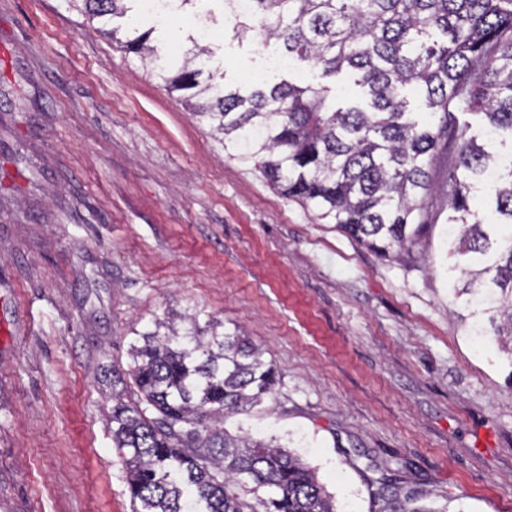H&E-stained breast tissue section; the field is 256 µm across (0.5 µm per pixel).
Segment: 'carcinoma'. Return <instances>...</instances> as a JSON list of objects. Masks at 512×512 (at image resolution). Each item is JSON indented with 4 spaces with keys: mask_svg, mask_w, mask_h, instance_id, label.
<instances>
[{
    "mask_svg": "<svg viewBox=\"0 0 512 512\" xmlns=\"http://www.w3.org/2000/svg\"><path fill=\"white\" fill-rule=\"evenodd\" d=\"M126 2L83 0V10L109 22L126 14ZM253 2L251 15L234 20L236 39L259 34L326 75L350 72L365 101L338 103L323 88L286 82L242 94L214 81L205 47L177 59L150 44V29L132 25L123 40L116 28L107 34L147 61L167 91L183 93L225 151L382 256L413 243L428 217L432 165L454 150L448 225L461 260L451 271L463 279L454 293L474 298V315L489 316L512 362V242L501 235L512 224V0ZM407 86L423 111L410 110ZM459 112L484 115L485 136L508 145V159L466 136ZM478 189L497 223L472 210ZM130 355L147 407L114 394L111 423L134 512H337L304 460L224 428L276 383L247 337L196 311L156 319ZM373 497L380 512H432L415 489L398 500L389 480L377 481Z\"/></svg>",
    "mask_w": 512,
    "mask_h": 512,
    "instance_id": "carcinoma-1",
    "label": "carcinoma"
}]
</instances>
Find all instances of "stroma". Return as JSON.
Listing matches in <instances>:
<instances>
[{
    "label": "stroma",
    "instance_id": "1",
    "mask_svg": "<svg viewBox=\"0 0 512 512\" xmlns=\"http://www.w3.org/2000/svg\"><path fill=\"white\" fill-rule=\"evenodd\" d=\"M208 42L229 87L302 81L356 99L348 78L272 66L280 47L233 37L197 0L160 44ZM80 0H0V512H132L102 370L125 378L135 331L201 310L241 328L277 376L227 418L315 468L339 512H378L399 470L434 512H512V362L477 336L436 214L382 257L225 152L181 93L112 44Z\"/></svg>",
    "mask_w": 512,
    "mask_h": 512
}]
</instances>
